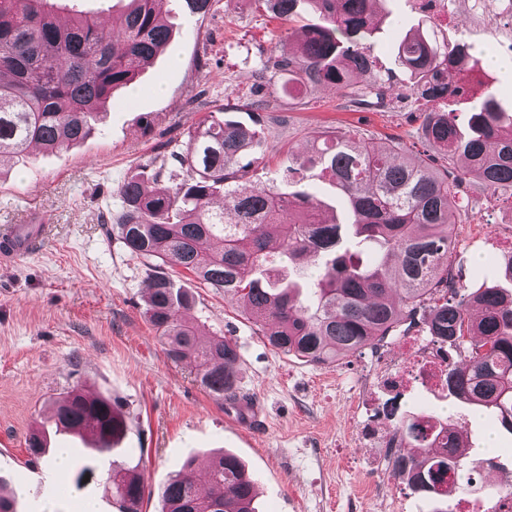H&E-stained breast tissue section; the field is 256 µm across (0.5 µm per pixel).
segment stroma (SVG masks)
<instances>
[{"mask_svg":"<svg viewBox=\"0 0 512 512\" xmlns=\"http://www.w3.org/2000/svg\"><path fill=\"white\" fill-rule=\"evenodd\" d=\"M377 29L370 39L386 106L352 110L334 86L283 95L279 83L255 75L282 48H295L303 21L291 23L252 9L248 0H211L192 14L178 0L163 12L174 27L165 52L142 71L133 89L114 93L94 132L80 145L0 166V226L42 219L47 233L37 249L16 261L0 260V484L18 491L19 512H79L94 500L98 512H119L104 479L116 463L142 475V512H161L159 490L193 461L196 475L216 452L235 454L258 483V512H431V503L391 475L387 442L395 423L370 416L354 399L371 403L384 393L374 380L377 356L403 367L414 355L412 337L393 336L380 348L314 364L268 345L239 297L203 287L178 266L166 273L189 289L185 311L207 339L236 346L243 401L230 405L206 391L195 367L171 361L145 316L148 268L122 246L118 223L121 183L132 174L151 178L165 167L169 187L186 173L173 155L201 119L230 114L246 127L261 124L251 183L282 176L289 153H305L317 133L343 127L366 133L376 149L402 141L424 155L417 115L424 101L409 97L397 46L427 16L424 0H376ZM448 43L472 46L481 83L451 98L459 124L494 93L512 114V71L490 66L512 61V20L495 24L470 13L436 24ZM273 97L275 109L257 113L255 100ZM469 219L454 230L450 272L457 282L512 288L504 266L512 259V199L463 190L450 198ZM118 402L126 433L112 452L89 456L91 472L57 473L29 459L25 439L46 422L51 403L71 389ZM408 412L465 425L482 457L491 461L476 512H491L499 490L512 484V433L490 412H475L440 390L409 387Z\"/></svg>","mask_w":512,"mask_h":512,"instance_id":"35a3bbf8","label":"stroma"}]
</instances>
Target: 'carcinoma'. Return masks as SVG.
Instances as JSON below:
<instances>
[{
	"label": "carcinoma",
	"mask_w": 512,
	"mask_h": 512,
	"mask_svg": "<svg viewBox=\"0 0 512 512\" xmlns=\"http://www.w3.org/2000/svg\"><path fill=\"white\" fill-rule=\"evenodd\" d=\"M55 2L0 0V162H19L34 145L60 151L86 139L114 92L134 83L172 40L164 0H120L113 36L88 13L60 23ZM253 2L290 22L314 17L296 50L284 48L265 65L282 90L331 84L358 108L384 106L368 42L376 0ZM396 57L409 74L410 95L430 103L419 129L441 167L400 141L382 153L361 134L322 133L307 154L288 158L281 181L328 176L347 203L341 223L323 217L322 204L304 191L288 192L275 181L246 188L254 162L240 160L250 154L255 131L209 116L174 154L186 179L164 190L137 176L120 185L118 236L131 254L152 261L146 316L167 356L194 363L200 384L218 400L238 399L237 350L222 338L202 342L180 317L192 297L163 271L168 262L207 288L241 296L270 346L313 363L375 348L403 325L421 323L459 351L448 363V391L477 409L497 411L512 432V291L466 293L448 278L452 227L468 216L450 212V196L466 185L512 198V115L503 119L489 94L470 116L471 133H462L455 112L440 102L459 92L456 65L473 56L465 44L448 45L433 26L419 23L400 41ZM218 194L224 206L215 209L211 200ZM363 246L372 257L360 264L352 252ZM467 337L476 342L465 345ZM386 414L397 418L401 450L390 458L395 478L443 502L448 495L438 486L450 477L476 492L487 460L470 456L456 437L450 444L428 438L415 416ZM86 417L101 424L98 452L112 450L125 434L117 404L88 401L78 389L54 401L49 422L72 428ZM42 435L34 429L26 439L34 461L46 456ZM107 477L121 512H140L141 475L114 465ZM254 485L241 461L223 453L203 483L189 466L171 476L162 512H256Z\"/></svg>",
	"instance_id": "cac0c4a2"
}]
</instances>
